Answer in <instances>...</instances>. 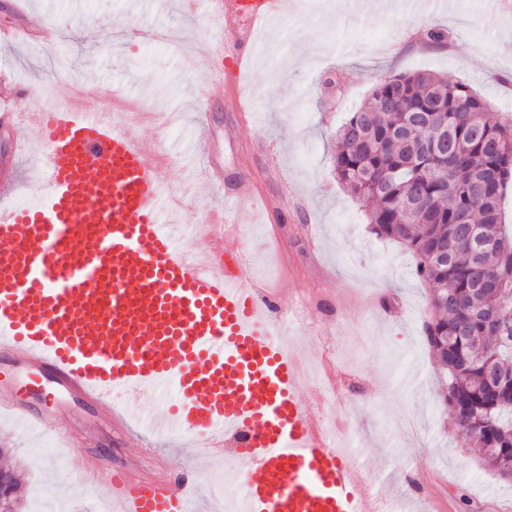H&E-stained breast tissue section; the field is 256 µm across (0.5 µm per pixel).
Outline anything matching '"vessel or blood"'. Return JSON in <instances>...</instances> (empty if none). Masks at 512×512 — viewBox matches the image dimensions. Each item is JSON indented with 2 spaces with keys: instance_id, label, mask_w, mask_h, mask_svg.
<instances>
[{
  "instance_id": "1",
  "label": "vessel or blood",
  "mask_w": 512,
  "mask_h": 512,
  "mask_svg": "<svg viewBox=\"0 0 512 512\" xmlns=\"http://www.w3.org/2000/svg\"><path fill=\"white\" fill-rule=\"evenodd\" d=\"M290 0H205L224 19L212 70L241 72L259 23ZM19 90L0 127L25 123L44 146L42 191L0 205V367L31 365L42 381L111 406H140L175 390L168 413L193 444L233 455L246 512H385L348 456L300 400L301 378L273 313L276 296L240 270L239 227L226 209L180 248L169 216L179 204L109 96L78 97L50 112L26 109ZM0 411L69 435L67 422L7 395ZM100 483L119 512H195L188 479L149 481L106 465Z\"/></svg>"
}]
</instances>
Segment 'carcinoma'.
I'll return each mask as SVG.
<instances>
[{
  "instance_id": "obj_1",
  "label": "carcinoma",
  "mask_w": 512,
  "mask_h": 512,
  "mask_svg": "<svg viewBox=\"0 0 512 512\" xmlns=\"http://www.w3.org/2000/svg\"><path fill=\"white\" fill-rule=\"evenodd\" d=\"M487 112L463 82L387 76L337 130L332 164L338 183L367 204L371 231L413 254L434 309L425 330L445 408L459 411L471 446L503 476L512 475V230L500 203L512 179V123H492ZM441 127L447 152L425 151ZM477 238L487 246L475 256Z\"/></svg>"
}]
</instances>
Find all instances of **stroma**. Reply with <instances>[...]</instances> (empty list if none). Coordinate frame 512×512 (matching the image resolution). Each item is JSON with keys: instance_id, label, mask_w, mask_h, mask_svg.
I'll list each match as a JSON object with an SVG mask.
<instances>
[{"instance_id": "obj_1", "label": "stroma", "mask_w": 512, "mask_h": 512, "mask_svg": "<svg viewBox=\"0 0 512 512\" xmlns=\"http://www.w3.org/2000/svg\"><path fill=\"white\" fill-rule=\"evenodd\" d=\"M399 0L393 11L372 13L362 0H297L294 10L258 26L259 51L241 74L247 94L222 88L208 62L217 24L203 11L186 14L177 0H26L61 33L57 43L0 42V110L17 87H32L29 110L81 90L95 107L101 87L153 103H176L180 117L168 130L137 126L140 137L166 152L182 150L204 125L202 159L187 180L164 166L173 191L188 190L185 224L201 223L224 196L236 197L242 272L264 277L288 308L306 301L309 314L284 338L298 347L307 373L298 388L316 416L350 417L343 442L365 475L408 512H456L467 493L483 512H512V482L487 467L454 428L441 402L439 365L424 336L429 290L415 259L398 243L370 230L365 207L335 180V133L383 77L433 72L469 83L488 102L490 119L512 123V39L503 22L512 8L501 0ZM128 26L158 27L169 44L115 42ZM445 34L432 49L418 39L429 28ZM50 86V97L40 87ZM209 96H202V88ZM26 201L42 187L38 150L28 135L0 149V178ZM331 378L344 402L323 400ZM28 402L63 413L73 445L58 447L51 433L32 432L0 416L5 462L23 480L25 512H88L107 494L84 470L113 462L137 475L168 478L191 470L199 512H224L234 485L214 493L210 479L223 462L189 466L190 440L179 432H144L113 420L103 406H86L43 383L29 386Z\"/></svg>"}]
</instances>
